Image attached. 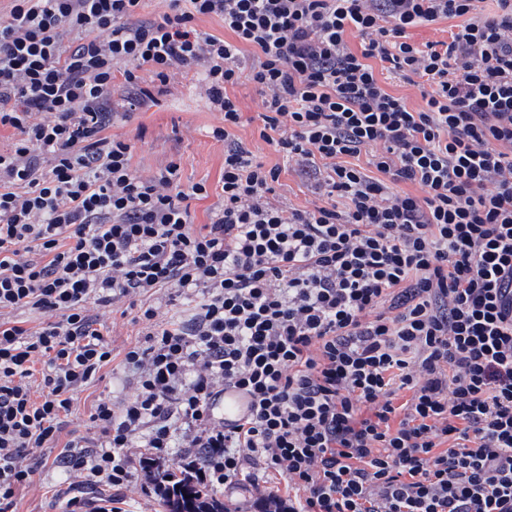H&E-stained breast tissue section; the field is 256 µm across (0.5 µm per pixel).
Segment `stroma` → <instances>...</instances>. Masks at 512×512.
I'll list each match as a JSON object with an SVG mask.
<instances>
[{"mask_svg":"<svg viewBox=\"0 0 512 512\" xmlns=\"http://www.w3.org/2000/svg\"><path fill=\"white\" fill-rule=\"evenodd\" d=\"M199 76L196 72L171 79L164 93L156 100L145 101L129 121L117 122L113 134L124 137L133 147L132 164L141 170H153L167 161L180 164L183 184L205 183L210 196L203 201H191L194 223H208L213 207L220 199L219 180L224 170V144L210 133L217 125L218 115L208 109L199 95ZM228 94L236 97L246 117L243 126L236 128L241 138L266 166H281L283 159L273 146L260 138L255 85L248 79L228 87ZM124 379L122 370L104 368L100 380L79 392L67 419L66 433L90 432L91 407L100 394L119 389ZM72 492L59 470L47 466L35 477L32 487L17 491L15 512H63Z\"/></svg>","mask_w":512,"mask_h":512,"instance_id":"1","label":"stroma"}]
</instances>
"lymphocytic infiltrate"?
I'll list each match as a JSON object with an SVG mask.
<instances>
[{"instance_id": "1", "label": "lymphocytic infiltrate", "mask_w": 512, "mask_h": 512, "mask_svg": "<svg viewBox=\"0 0 512 512\" xmlns=\"http://www.w3.org/2000/svg\"><path fill=\"white\" fill-rule=\"evenodd\" d=\"M11 2L0 512L114 361L128 392L98 398L93 433L54 459L73 488L126 490L136 461L160 495L283 479L277 512H512V0H167L159 17L143 0ZM206 15L227 38L197 28ZM454 17L450 41L410 42ZM144 68L163 85L199 71L220 115L209 223L189 208L205 184L183 186L174 161L134 168L110 132L150 98ZM244 75L260 137L319 205H287L285 167L236 137L227 89ZM123 304L142 338L118 359L104 329ZM228 389L249 399L234 419ZM374 67L379 79L383 82L389 92L398 96L406 97L410 106L417 107L422 103L420 94L415 87L398 80H385L384 77H387V72L385 70L381 71V64H375Z\"/></svg>"}]
</instances>
